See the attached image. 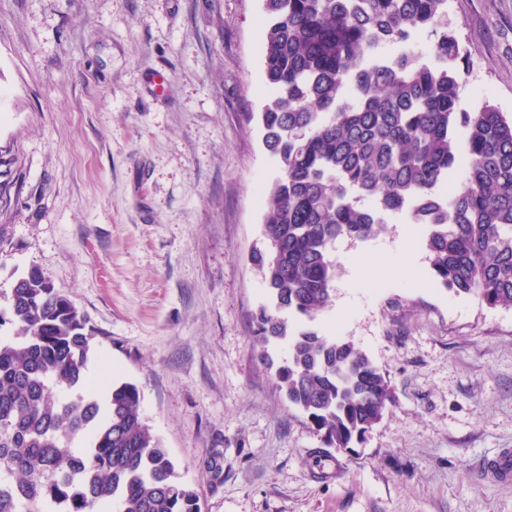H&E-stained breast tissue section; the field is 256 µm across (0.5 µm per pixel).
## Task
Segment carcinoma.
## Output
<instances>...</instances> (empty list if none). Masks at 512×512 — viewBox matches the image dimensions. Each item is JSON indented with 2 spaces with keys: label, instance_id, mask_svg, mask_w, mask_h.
Instances as JSON below:
<instances>
[{
  "label": "carcinoma",
  "instance_id": "1",
  "mask_svg": "<svg viewBox=\"0 0 512 512\" xmlns=\"http://www.w3.org/2000/svg\"><path fill=\"white\" fill-rule=\"evenodd\" d=\"M446 5L263 0L270 93L257 121L278 174L263 201L267 250L252 254L267 297L255 335L287 345L276 384L338 453L364 441L391 391L362 350L315 327L331 301L337 239L377 236L387 216L404 215L424 227L442 287L512 308V117L488 98L459 108L461 50ZM460 166L461 188L441 193ZM5 300L0 512H202L143 422L138 387L115 383L102 400L88 381L97 344L87 317L36 268ZM202 466L219 492L222 450Z\"/></svg>",
  "mask_w": 512,
  "mask_h": 512
}]
</instances>
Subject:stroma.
Masks as SVG:
<instances>
[{"mask_svg": "<svg viewBox=\"0 0 512 512\" xmlns=\"http://www.w3.org/2000/svg\"><path fill=\"white\" fill-rule=\"evenodd\" d=\"M461 106L512 115V0H448ZM261 0H0V293L37 268L89 319L101 391L128 381L203 512H512V308L434 281L412 227L338 240L316 326L377 363L393 403L358 453L321 458L252 317L277 169ZM224 451V486L201 461Z\"/></svg>", "mask_w": 512, "mask_h": 512, "instance_id": "stroma-1", "label": "stroma"}]
</instances>
